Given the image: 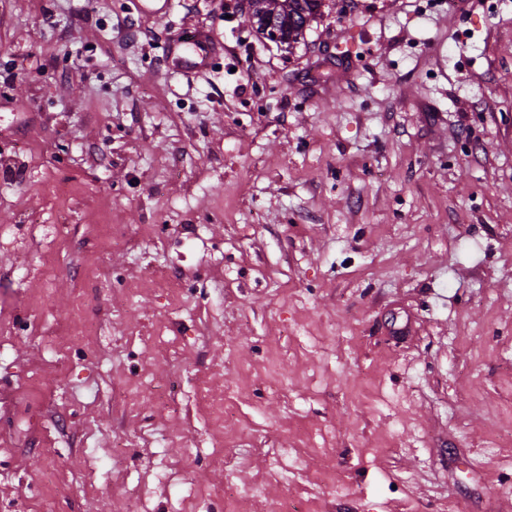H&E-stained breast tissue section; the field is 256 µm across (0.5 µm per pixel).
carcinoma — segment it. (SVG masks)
<instances>
[{
    "label": "carcinoma",
    "instance_id": "carcinoma-1",
    "mask_svg": "<svg viewBox=\"0 0 512 512\" xmlns=\"http://www.w3.org/2000/svg\"><path fill=\"white\" fill-rule=\"evenodd\" d=\"M252 6L256 30L271 41L291 45L303 39L320 15L323 0H252Z\"/></svg>",
    "mask_w": 512,
    "mask_h": 512
}]
</instances>
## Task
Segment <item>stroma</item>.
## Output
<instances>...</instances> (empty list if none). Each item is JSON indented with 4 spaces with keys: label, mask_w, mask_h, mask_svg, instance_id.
Masks as SVG:
<instances>
[{
    "label": "stroma",
    "mask_w": 512,
    "mask_h": 512,
    "mask_svg": "<svg viewBox=\"0 0 512 512\" xmlns=\"http://www.w3.org/2000/svg\"><path fill=\"white\" fill-rule=\"evenodd\" d=\"M162 4L0 0V512H512V0ZM254 2V3H251ZM256 30L280 44L298 43L321 13L323 0H251ZM212 43L207 36L187 30L179 53L166 51V61L173 70L187 67H212L217 58ZM198 59L199 61H197Z\"/></svg>",
    "instance_id": "35a3bbf8"
}]
</instances>
